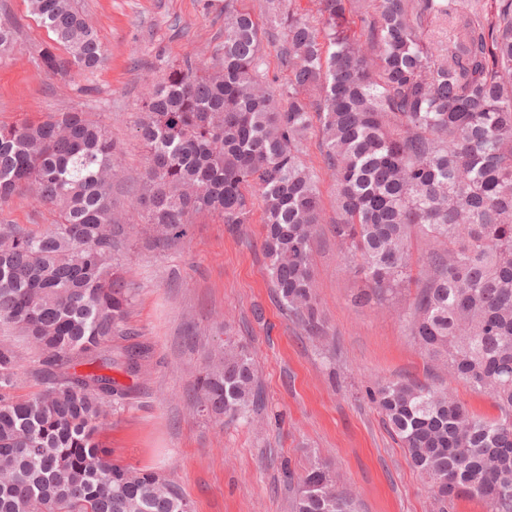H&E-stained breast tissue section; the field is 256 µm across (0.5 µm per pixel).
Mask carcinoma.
<instances>
[{
	"label": "carcinoma",
	"mask_w": 512,
	"mask_h": 512,
	"mask_svg": "<svg viewBox=\"0 0 512 512\" xmlns=\"http://www.w3.org/2000/svg\"><path fill=\"white\" fill-rule=\"evenodd\" d=\"M30 10L53 34L40 67L84 78L105 68L108 51L75 0H30ZM17 29L0 24V59ZM273 31L283 81L264 69ZM136 135L145 165L129 197L154 246L183 240L200 213L231 231L248 224L261 199L278 301L325 341L313 294L320 176L305 161L317 139L336 246L368 283L357 299L415 291L409 336L500 412L389 381L374 393L387 428L438 500L512 512V0H288L265 20L245 0H224V44L211 61L187 55L146 84ZM117 155L105 124L81 108L0 124V208L27 191L56 216L43 233L0 225V325L35 345L28 378L39 387L14 395L17 356L0 343V512H191L178 486L113 463L98 439L157 364L128 324L136 289L118 255L136 225L121 223L114 201ZM415 239L429 245L418 260ZM256 383L252 351L229 342L197 376L196 402L214 418L246 419L261 405ZM291 508L357 503L317 465Z\"/></svg>",
	"instance_id": "carcinoma-1"
}]
</instances>
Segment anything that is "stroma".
<instances>
[{"instance_id":"obj_1","label":"stroma","mask_w":512,"mask_h":512,"mask_svg":"<svg viewBox=\"0 0 512 512\" xmlns=\"http://www.w3.org/2000/svg\"><path fill=\"white\" fill-rule=\"evenodd\" d=\"M79 2L109 53L82 95L34 63L49 36L29 0H0V23L20 26L14 53L0 59V123L83 105L121 149L113 195L123 202L144 170L133 130L142 87L186 54L212 56L224 41V0ZM321 190L325 221L313 259L318 307L333 337L327 349L275 297L261 211L235 234L200 216L188 238L166 251L144 236L122 250L140 291L129 324L153 345L158 364L132 405L108 418L103 442L115 460L156 469L178 485L193 512H291L297 479L316 462L356 496L359 512H487L477 498L441 508L378 412L373 393L380 384L438 379L396 309L354 305L365 282L341 263L330 181ZM52 221L27 195L0 208L5 224L42 231ZM227 339L255 352L265 408L250 424L209 418L194 402L196 374Z\"/></svg>"}]
</instances>
